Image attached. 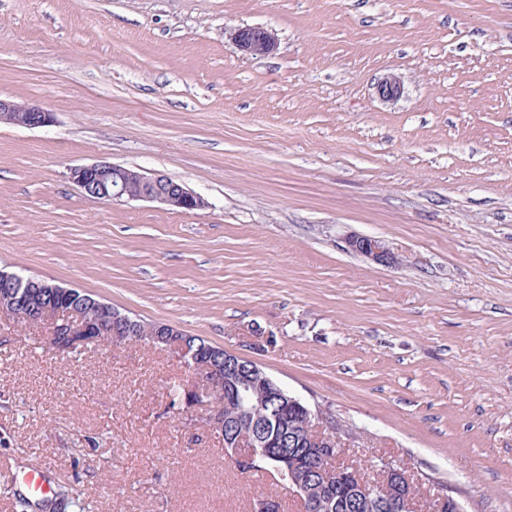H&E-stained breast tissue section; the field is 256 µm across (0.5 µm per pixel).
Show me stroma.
<instances>
[{"label": "stroma", "instance_id": "1", "mask_svg": "<svg viewBox=\"0 0 512 512\" xmlns=\"http://www.w3.org/2000/svg\"><path fill=\"white\" fill-rule=\"evenodd\" d=\"M0 97L55 114L0 124V268L257 363L349 432L343 463L512 512V0H0ZM98 161L205 206L90 198L69 170ZM185 375L0 310V512H299L171 407ZM237 49L245 56L262 57L274 52L277 43L274 35L259 26H245L231 33ZM347 248L378 264L391 265L398 262V257L382 239L353 236L346 241Z\"/></svg>", "mask_w": 512, "mask_h": 512}]
</instances>
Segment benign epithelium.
I'll return each mask as SVG.
<instances>
[{"instance_id":"benign-epithelium-1","label":"benign epithelium","mask_w":512,"mask_h":512,"mask_svg":"<svg viewBox=\"0 0 512 512\" xmlns=\"http://www.w3.org/2000/svg\"><path fill=\"white\" fill-rule=\"evenodd\" d=\"M237 49L245 56L262 57L274 52L277 43L274 35L259 26L239 27L231 33ZM378 96L386 101H395L403 93L398 76L389 74L377 83ZM54 122V113L38 103H20L0 98V123L29 128L49 126ZM70 179L86 196L103 201H150L186 213L205 207V201L183 183L164 174L146 176L139 171L100 161L70 169ZM347 248L378 264L391 265L398 257L382 239L353 236L346 241ZM65 288L47 280L22 277L0 270V310L16 313L20 308L37 316V322L48 325V345L58 352H74L96 339V334L109 328L114 336L136 335L139 322L116 309L110 321L92 314L93 309H102L105 304L86 296L71 294V299L60 298ZM150 344L159 350H173L180 362L189 371L184 385L183 404L188 410H206V425L216 434L224 435V417L220 414L222 401L216 398L215 382L222 374L233 375L238 368L239 357L220 347L206 349L193 346L188 336L167 324H161L149 337ZM250 379L242 380L245 386H270L278 399L275 420L292 417L288 429L301 435L313 434L316 443V461L323 463L327 474H346L342 469H332L331 463L340 458L349 447V438L338 432L335 421L322 411L313 409L301 398L290 394L258 365L253 364ZM378 471L393 481L392 498L387 502L391 512H464L460 502L438 493L422 501L415 492L414 474L404 464L392 460L380 461ZM355 504L369 510L375 507L374 482L357 472L346 486L345 496L336 499L343 507Z\"/></svg>"}]
</instances>
